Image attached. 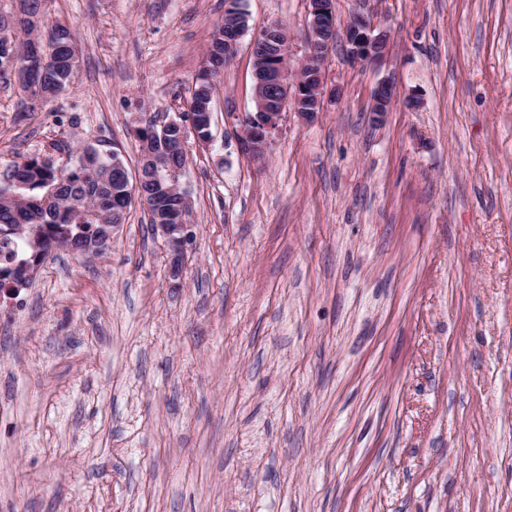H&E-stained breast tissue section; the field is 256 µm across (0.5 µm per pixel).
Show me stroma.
I'll use <instances>...</instances> for the list:
<instances>
[{
  "label": "stroma",
  "instance_id": "1",
  "mask_svg": "<svg viewBox=\"0 0 512 512\" xmlns=\"http://www.w3.org/2000/svg\"><path fill=\"white\" fill-rule=\"evenodd\" d=\"M242 7L180 177L182 287L136 201L102 255L54 252L0 300V512H512V0H333L335 95L261 165L224 115L255 109L268 22L299 68L310 2ZM357 12L390 35L378 63L347 55ZM223 13L44 0L80 64L32 112L0 88V173L67 166L62 142L136 169Z\"/></svg>",
  "mask_w": 512,
  "mask_h": 512
}]
</instances>
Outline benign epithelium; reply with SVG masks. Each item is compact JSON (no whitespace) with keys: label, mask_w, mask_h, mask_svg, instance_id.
Masks as SVG:
<instances>
[{"label":"benign epithelium","mask_w":512,"mask_h":512,"mask_svg":"<svg viewBox=\"0 0 512 512\" xmlns=\"http://www.w3.org/2000/svg\"><path fill=\"white\" fill-rule=\"evenodd\" d=\"M232 0H226L224 7V61L212 67L216 74L235 56L238 41L247 29V19L232 12ZM346 42L350 57L356 61H377L389 52L387 35L377 29L369 16L358 13L353 16L346 29ZM336 40V27L332 0H312L309 12L308 30L305 41V54L302 63L305 73L290 77L288 55L290 34L287 27L279 22L266 25L254 39L253 46H262V51L252 54L256 111L253 113H224V120L238 127L236 142L239 151L255 164L265 163L268 152L280 123L283 119L285 102H293L295 113L302 119H309L321 111L326 95L323 64L326 54ZM213 112L202 114L196 122L185 125L183 121H169L167 132L160 141H142L141 157L147 164V172L152 179H169L171 194L177 196L181 212L189 208L185 193L177 190L180 172L168 167L166 155L186 151L188 134H193L198 146L206 148L212 143ZM120 225L100 232L90 242L92 252L105 250L112 241ZM154 233L160 235L168 246L169 273L175 286L181 285L186 246L191 240L189 224H155ZM6 232L26 234L35 255L44 253V242L37 227L28 224H13Z\"/></svg>","instance_id":"7a95c632"}]
</instances>
